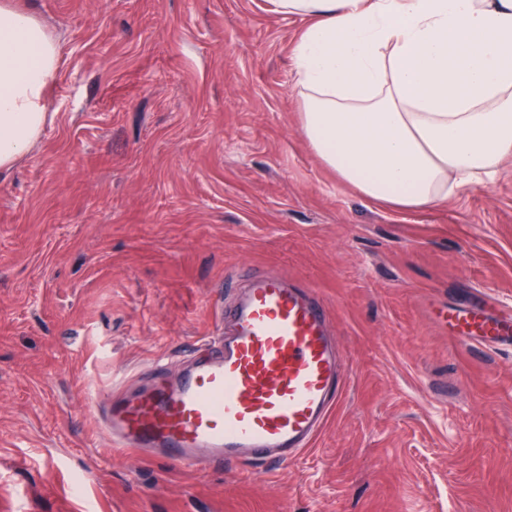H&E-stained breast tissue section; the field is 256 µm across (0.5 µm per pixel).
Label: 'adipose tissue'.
Instances as JSON below:
<instances>
[{"label":"adipose tissue","instance_id":"obj_1","mask_svg":"<svg viewBox=\"0 0 512 512\" xmlns=\"http://www.w3.org/2000/svg\"><path fill=\"white\" fill-rule=\"evenodd\" d=\"M309 18L301 130L366 200L421 210L512 158V0H275ZM58 45L0 0V169L39 139Z\"/></svg>","mask_w":512,"mask_h":512}]
</instances>
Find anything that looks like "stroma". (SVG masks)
I'll return each mask as SVG.
<instances>
[{
  "mask_svg": "<svg viewBox=\"0 0 512 512\" xmlns=\"http://www.w3.org/2000/svg\"><path fill=\"white\" fill-rule=\"evenodd\" d=\"M59 64L0 170V512H512V347L439 309L512 310V160L416 211L366 202L300 127L304 19L270 0H18ZM326 303L346 363L314 445L257 477L114 451L88 405L177 375L224 280ZM485 301L473 295L466 303L451 305L441 315L450 335L461 345H511L512 324L488 314Z\"/></svg>",
  "mask_w": 512,
  "mask_h": 512,
  "instance_id": "35a3bbf8",
  "label": "stroma"
}]
</instances>
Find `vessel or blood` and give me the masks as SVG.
Masks as SVG:
<instances>
[{
  "label": "vessel or blood",
  "instance_id": "vessel-or-blood-1",
  "mask_svg": "<svg viewBox=\"0 0 512 512\" xmlns=\"http://www.w3.org/2000/svg\"><path fill=\"white\" fill-rule=\"evenodd\" d=\"M461 345L512 343V323L479 297L442 314ZM315 293L278 273L251 277L237 293L224 338L177 380L112 402V445L153 449L176 465L208 470L255 461L277 465L310 448L346 368Z\"/></svg>",
  "mask_w": 512,
  "mask_h": 512
}]
</instances>
